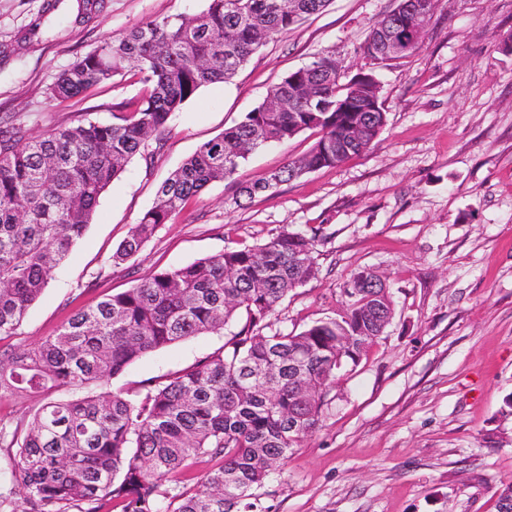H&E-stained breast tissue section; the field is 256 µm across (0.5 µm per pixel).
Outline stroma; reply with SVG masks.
<instances>
[{
    "instance_id": "1",
    "label": "stroma",
    "mask_w": 512,
    "mask_h": 512,
    "mask_svg": "<svg viewBox=\"0 0 512 512\" xmlns=\"http://www.w3.org/2000/svg\"><path fill=\"white\" fill-rule=\"evenodd\" d=\"M396 0H333L270 41L227 82L201 88L174 113L152 162L134 159L101 196L73 251L9 344L24 349L95 305L98 272L122 291L148 274L266 238L318 228V276L275 316L300 331L338 317L353 273L390 288L394 316L326 398L319 427L263 488L271 512H496L512 479V0H437L421 49L379 62L359 47ZM204 0H0V116L38 137L136 96L114 77L68 100L58 75L101 41L152 19L193 15ZM39 35H32V28ZM335 55L344 78L374 73L387 124L369 149L250 199L239 186L307 151L304 133L253 153L161 226L132 259L111 256L152 205L160 183L202 144L257 107L288 72ZM223 332L147 354L111 382L154 385L221 349Z\"/></svg>"
}]
</instances>
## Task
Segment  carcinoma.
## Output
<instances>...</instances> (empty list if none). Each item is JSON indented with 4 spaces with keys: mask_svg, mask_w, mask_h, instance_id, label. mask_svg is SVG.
<instances>
[{
    "mask_svg": "<svg viewBox=\"0 0 512 512\" xmlns=\"http://www.w3.org/2000/svg\"><path fill=\"white\" fill-rule=\"evenodd\" d=\"M206 0L193 16L154 19L120 42H101L65 68L54 99L86 93L130 75L141 94L115 103L106 119H87L42 137L0 127V337L18 334L30 306L88 228L100 197L139 155L148 161L172 114L212 83L230 79L269 41L323 13L332 0ZM398 5L360 46L378 59L377 27L398 23ZM295 99L293 109L280 101ZM378 81L357 88L336 77L323 53L283 77L253 110L204 143L157 189L153 205L112 253L133 258L163 224L209 184L232 179L255 151L306 130L318 140L301 157L249 184V198L361 152L350 126H376L386 112ZM341 152H336V147ZM318 229L282 227L252 245L150 274L105 293L28 349L0 345V398L41 396L43 405L13 436L10 493L25 512H269L257 490L319 425L325 394L342 368L357 365L393 318L390 289L359 271L343 315L299 332L269 318L319 271ZM243 328L204 361L135 392H95L144 355L193 336L224 331L237 313ZM59 388L83 392L55 400ZM217 467L202 487L174 483L189 460Z\"/></svg>",
    "mask_w": 512,
    "mask_h": 512,
    "instance_id": "cac0c4a2",
    "label": "carcinoma"
}]
</instances>
